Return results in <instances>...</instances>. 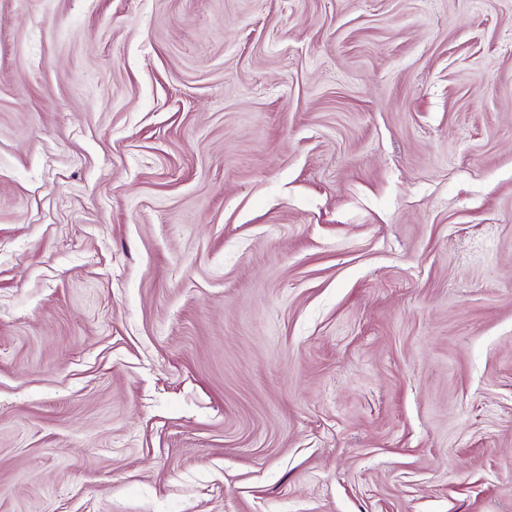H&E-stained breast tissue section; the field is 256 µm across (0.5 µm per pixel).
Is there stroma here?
<instances>
[{"label": "stroma", "mask_w": 512, "mask_h": 512, "mask_svg": "<svg viewBox=\"0 0 512 512\" xmlns=\"http://www.w3.org/2000/svg\"><path fill=\"white\" fill-rule=\"evenodd\" d=\"M0 512H512V0H0Z\"/></svg>", "instance_id": "35a3bbf8"}]
</instances>
